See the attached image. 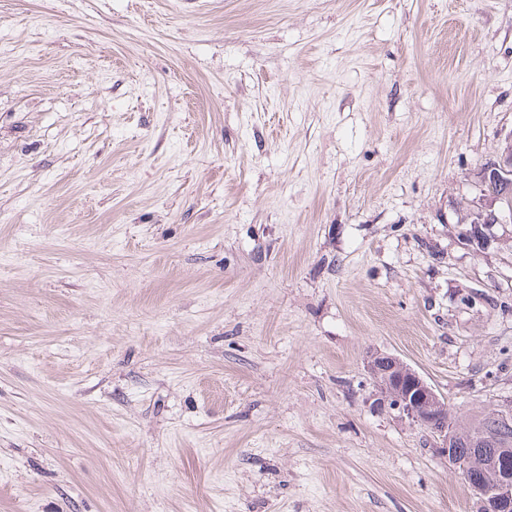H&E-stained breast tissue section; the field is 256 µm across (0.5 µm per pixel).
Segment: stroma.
<instances>
[{
  "mask_svg": "<svg viewBox=\"0 0 512 512\" xmlns=\"http://www.w3.org/2000/svg\"><path fill=\"white\" fill-rule=\"evenodd\" d=\"M511 135L512 0H0V512H476ZM483 196L499 202L512 219V135L499 155V160L478 173ZM366 368L376 388L370 404L373 411H397L401 419L431 431L436 454L464 479L482 511L512 512V423L505 421L512 420V399L492 411L493 417L487 413L475 425L459 428L449 419L448 402L399 358L377 351L367 359ZM449 425L457 432L450 448L454 431ZM476 430L485 433L484 440L474 442L471 433ZM484 448L496 451L487 456ZM491 472L497 474L495 479ZM477 500L476 511L481 512Z\"/></svg>",
  "mask_w": 512,
  "mask_h": 512,
  "instance_id": "1",
  "label": "stroma"
}]
</instances>
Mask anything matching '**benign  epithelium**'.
Wrapping results in <instances>:
<instances>
[{
	"mask_svg": "<svg viewBox=\"0 0 512 512\" xmlns=\"http://www.w3.org/2000/svg\"><path fill=\"white\" fill-rule=\"evenodd\" d=\"M483 196L502 204L512 219V137L499 160L479 172ZM473 232L482 226L500 224L496 211L478 207L471 213ZM375 387L370 408L393 410L414 425L431 430L435 452L464 479L482 512H512V448H498L491 455L473 448L461 456L449 447L453 429L448 427V402L414 368L399 358L375 352L366 364Z\"/></svg>",
	"mask_w": 512,
	"mask_h": 512,
	"instance_id": "obj_1",
	"label": "benign epithelium"
}]
</instances>
